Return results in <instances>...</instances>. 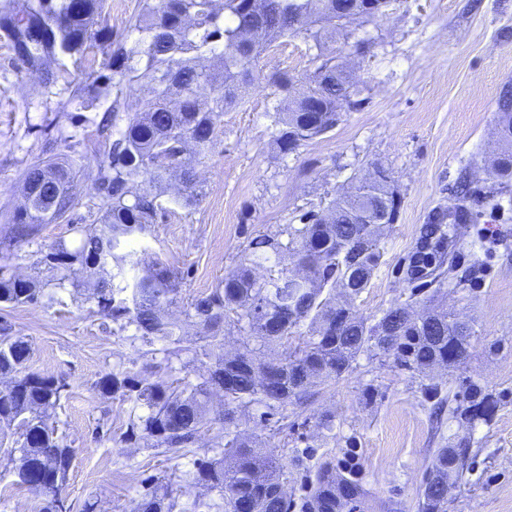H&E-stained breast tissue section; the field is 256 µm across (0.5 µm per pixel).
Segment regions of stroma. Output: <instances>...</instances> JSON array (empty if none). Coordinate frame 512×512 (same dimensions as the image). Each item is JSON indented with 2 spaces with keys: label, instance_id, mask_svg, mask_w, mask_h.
<instances>
[{
  "label": "stroma",
  "instance_id": "obj_1",
  "mask_svg": "<svg viewBox=\"0 0 512 512\" xmlns=\"http://www.w3.org/2000/svg\"><path fill=\"white\" fill-rule=\"evenodd\" d=\"M159 0H101L98 25L113 40L132 43L131 25L145 4ZM349 39L329 36L327 52L350 69L361 104L342 109L335 128L280 154L271 107L274 87L252 86L221 118L216 138L196 167L201 194L182 204L178 183L162 196L164 212L145 231L120 240L119 253L161 258L178 272L179 304L170 311L189 349L144 341L134 327L92 314L87 282L60 281L46 260L58 243L75 247L77 227L101 223L105 210L96 186V159L117 130L106 117L112 95L108 46L95 45L85 59L67 56L31 68L0 29V255L8 273L38 280L50 303L0 305V327L25 337L30 366L63 378L65 388L48 423L74 448L62 497L70 512H133L154 477L175 498L174 512H191L206 497L192 482L194 462L220 456L210 424L193 447L171 452L146 441L131 445L121 435L143 405L102 396L97 381L108 373H148L167 384L203 381L211 361L201 355L202 327L182 308L209 294L244 261L260 234L287 241L288 225L309 210L326 207L349 177L382 162L401 198L398 216L381 241L382 257L370 285L355 300L359 315L381 316L394 303L422 309L402 269L432 211L454 206L460 180L473 196L471 221L448 241V258L460 287L437 300L474 322L465 364L436 377L443 391L462 401L463 383L477 382L498 401L490 423L433 421L421 393V376L393 361L359 356L343 379L318 387L303 405H288L275 421L260 420L261 407L237 411L233 430L263 438L283 467L292 512H301L304 478L329 460L355 470L366 489L365 512H419V491L436 448L468 442L460 489L447 512H512V178L507 190L486 199L495 184L487 166L499 149V96L512 87V0H391L384 15L351 24ZM363 50H356V43ZM305 34L275 41L263 53L265 73L305 77L313 69ZM82 165L75 204L66 219L37 225L35 233L7 246L3 219L23 205L22 172L45 158ZM331 429H323L322 415ZM13 466L0 457V512H40L43 500L16 488Z\"/></svg>",
  "mask_w": 512,
  "mask_h": 512
}]
</instances>
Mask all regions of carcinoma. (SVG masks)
Here are the masks:
<instances>
[{"label": "carcinoma", "mask_w": 512, "mask_h": 512, "mask_svg": "<svg viewBox=\"0 0 512 512\" xmlns=\"http://www.w3.org/2000/svg\"><path fill=\"white\" fill-rule=\"evenodd\" d=\"M71 2L26 0L22 7L12 0L0 5V26L7 30L22 57L31 65L59 54L84 57L93 42L112 43L105 29L93 28L98 0H87L84 14L74 16ZM336 0H224L218 9L214 0H160L145 4L132 28L139 38L131 48L115 43L112 50V121L122 120L118 138L98 164V191L106 208L104 223L79 230L78 245L70 250L59 244L48 253L62 278L78 276L79 270L98 273L89 299L93 313L113 320L124 319L143 338L161 337L180 344L178 326L166 310L177 302L178 277L160 259H153L144 273L123 287L113 280L125 267L140 266L136 252L115 253L120 238L142 232L162 209L159 188L178 175L185 190L183 201L197 200L196 165L212 145L223 112L236 106L242 93L265 80L278 91L272 112L278 125L275 142L288 155L303 143L331 131L338 122L336 110L353 109L359 91L348 77L336 75V58L323 51L325 31L348 37L350 20L336 13ZM306 31L318 53L311 58L314 71L305 85L287 72L264 74L258 69L261 53L280 38ZM329 67L321 78L318 71ZM142 83L143 101L132 115L121 101L122 81ZM317 106V123L305 120L307 110ZM498 135L504 149L492 164L491 174L512 176V92L498 100ZM77 171L50 161L37 160L22 180L34 184L36 193L16 210L12 223L34 227L64 217L74 201ZM397 195L394 184L366 185L354 180L328 205L329 215L306 212L301 226L288 227V244L260 235L249 243L248 263L224 276L207 296L195 299L185 315L205 329L204 355L213 360L204 382H185L176 390L140 373L106 374L97 382L104 396L133 400L149 413L131 423L124 442L147 439L153 446L174 452L191 447L199 430L209 422L210 396L223 388L227 417L239 408L260 405L261 417L290 404L301 405L314 395V387L337 382L348 374L361 354L394 357L402 368L425 377L435 370L450 371L469 354L472 327L448 314L433 310L423 322L412 318V306L395 304L382 316L368 320L354 310V298L370 284L381 253L379 243L385 225L377 223L386 202ZM437 238L432 249L415 250L405 272L414 283L429 279L434 292L457 288L459 283L444 269L448 231L443 224H425L423 243ZM301 267L303 279L281 273L259 278L255 268L281 254ZM115 266L117 272L108 270ZM132 289L131 302L115 294ZM42 297L30 278L0 274V303L24 305ZM246 335L244 349L224 352V327L230 314ZM308 326V331L301 327ZM31 346L8 329L0 330V425L21 429L20 446L5 448L10 457L19 452L14 485L43 497L41 512H68L61 492L72 462V449L47 423L48 411L60 401L65 384L59 378L29 369ZM238 365L233 384L224 386V365ZM423 394L440 410L447 402L436 383L423 385ZM497 401L481 386L469 385L467 404L448 407V415L471 425L489 423ZM216 447L229 449L224 458L204 456L196 460V484L219 493L224 512L239 509L236 494L248 502V512H288L290 504L278 492L281 466L277 458L253 437L230 430L216 437ZM470 452L466 448H438L430 464L420 496V512H446L448 491L463 476ZM43 476L33 482L29 473ZM365 491L345 470L321 464L302 504V512H355ZM167 493L149 488L135 512H173L175 503Z\"/></svg>", "instance_id": "carcinoma-1"}]
</instances>
